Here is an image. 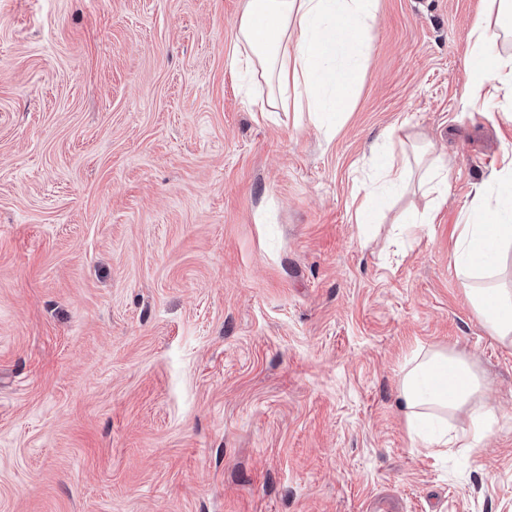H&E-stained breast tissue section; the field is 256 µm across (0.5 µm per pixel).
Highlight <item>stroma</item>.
<instances>
[{"instance_id": "1", "label": "stroma", "mask_w": 512, "mask_h": 512, "mask_svg": "<svg viewBox=\"0 0 512 512\" xmlns=\"http://www.w3.org/2000/svg\"><path fill=\"white\" fill-rule=\"evenodd\" d=\"M487 6L377 0L329 134L240 93L243 0H0V512H512V344L451 261L512 157V97L464 105ZM399 126L448 188L357 224ZM430 347L485 376L482 456L407 434Z\"/></svg>"}]
</instances>
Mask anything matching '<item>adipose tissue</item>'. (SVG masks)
I'll return each instance as SVG.
<instances>
[{
    "label": "adipose tissue",
    "instance_id": "1",
    "mask_svg": "<svg viewBox=\"0 0 512 512\" xmlns=\"http://www.w3.org/2000/svg\"><path fill=\"white\" fill-rule=\"evenodd\" d=\"M510 13L512 0H497L495 14L477 18L471 27L469 105L486 104L490 85L512 93V53L500 49L512 36L503 21ZM375 20L374 0H245L233 67L245 84L260 76L271 80L282 102L327 127L352 96ZM379 165L380 182L365 186L358 223H369L385 192L411 175L407 163L393 154ZM510 181L512 162L477 189L452 255L475 315L493 338L509 344L512 289L496 277L512 258V200L499 192ZM485 387L483 373L466 356L445 348L416 352L399 381L410 436L434 453L462 448L481 455L497 421L495 408L482 397ZM464 409L469 427L449 424V414Z\"/></svg>",
    "mask_w": 512,
    "mask_h": 512
}]
</instances>
